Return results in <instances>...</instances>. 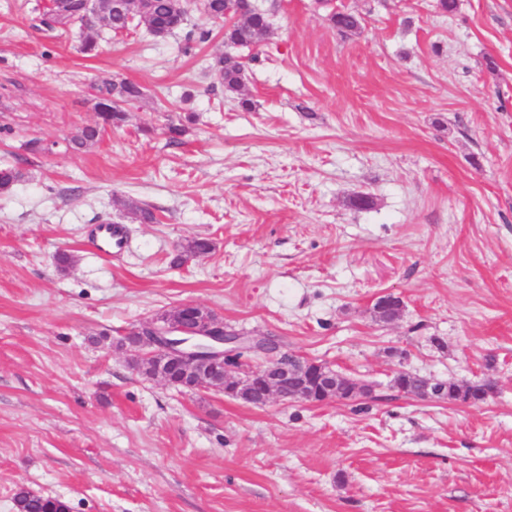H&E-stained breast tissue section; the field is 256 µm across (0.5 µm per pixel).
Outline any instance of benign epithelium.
<instances>
[{
	"instance_id": "1",
	"label": "benign epithelium",
	"mask_w": 512,
	"mask_h": 512,
	"mask_svg": "<svg viewBox=\"0 0 512 512\" xmlns=\"http://www.w3.org/2000/svg\"><path fill=\"white\" fill-rule=\"evenodd\" d=\"M204 306L183 303L168 312L156 315L131 328L121 344L136 349L139 358L159 360L155 379L187 390H217L233 395L227 385L242 380L249 394L259 403L287 397L305 401L308 390L318 388L327 400H344L346 394L338 387L335 376L323 364L300 372L290 356L274 355L256 369L240 370L237 356L243 351L265 352L271 346L259 339L228 331L214 320L202 318ZM400 297H380L379 312L393 318L401 316Z\"/></svg>"
}]
</instances>
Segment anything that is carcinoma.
Listing matches in <instances>:
<instances>
[{
	"instance_id": "carcinoma-1",
	"label": "carcinoma",
	"mask_w": 512,
	"mask_h": 512,
	"mask_svg": "<svg viewBox=\"0 0 512 512\" xmlns=\"http://www.w3.org/2000/svg\"><path fill=\"white\" fill-rule=\"evenodd\" d=\"M97 7L96 21L114 33L123 32L133 25H143L154 36L165 38L183 30L185 50L188 52L211 36L209 30L187 29L186 0H144L142 5L130 0L124 7L115 5L114 0H97ZM205 9L209 19L224 22L225 51L215 57L214 69L224 86V94L239 98L245 90L246 62L237 49L255 46L270 37L269 14L249 8L247 0H206ZM84 14V0H49L42 9L35 10L33 27L46 32L67 30L76 24L84 25ZM330 20L342 33L355 32L362 26V17L352 11H336ZM95 89L94 111L97 120L79 128L66 139V148L72 152H83L96 144L106 126L125 119L123 106L144 98L143 88L139 84L123 79L104 77L95 85ZM21 177L22 172L13 166L0 167V193L10 191ZM493 387L490 381L463 387L450 382L448 400H455L456 392L462 389L473 399L483 401ZM14 505L16 512H68L64 502L24 488L16 492Z\"/></svg>"
}]
</instances>
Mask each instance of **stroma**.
<instances>
[{
	"label": "stroma",
	"mask_w": 512,
	"mask_h": 512,
	"mask_svg": "<svg viewBox=\"0 0 512 512\" xmlns=\"http://www.w3.org/2000/svg\"><path fill=\"white\" fill-rule=\"evenodd\" d=\"M37 2L0 0V163L23 173L0 195V512L21 487L69 512H512V0H256L245 107L220 27L189 54L104 29L87 56L30 28ZM104 73L145 96L70 153ZM106 221L109 261L85 244ZM195 238L212 251L174 265ZM187 302L372 391L258 407L134 372L117 340ZM402 370L496 391L419 399ZM126 237L125 226L121 224H98L91 232L92 246L107 259L114 250L121 249Z\"/></svg>",
	"instance_id": "obj_1"
}]
</instances>
